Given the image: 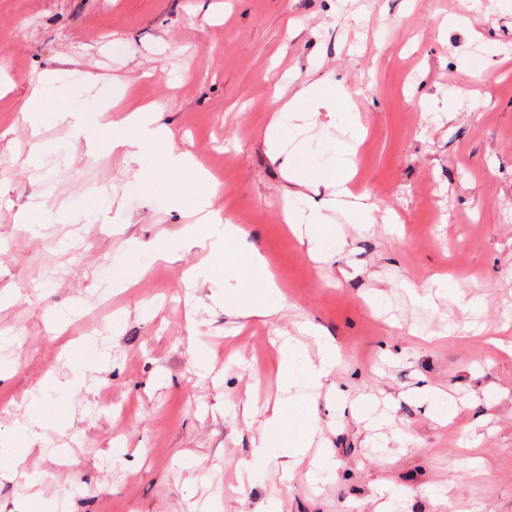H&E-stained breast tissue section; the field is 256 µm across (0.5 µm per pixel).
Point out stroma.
<instances>
[{"label":"stroma","mask_w":512,"mask_h":512,"mask_svg":"<svg viewBox=\"0 0 512 512\" xmlns=\"http://www.w3.org/2000/svg\"><path fill=\"white\" fill-rule=\"evenodd\" d=\"M56 72L75 103L86 75L123 106L154 101L176 150L218 184L210 208L248 232L275 276L271 321L236 318L242 279L213 276L162 193L105 147L18 117L32 81ZM350 93L364 134L354 190L381 220L339 221L328 261L312 259L282 210L318 203L344 114L308 120L297 181L268 130L281 76ZM472 100L423 119L420 95ZM128 227L112 221L115 211ZM177 251L176 262L154 250ZM144 267L136 279L131 264ZM112 286L103 288L102 270ZM0 512L27 496L70 512H512V9L499 0H0ZM333 338L327 380L277 381L278 343L307 358L304 321ZM105 357L68 395L65 345ZM60 390H43L47 372ZM459 406L429 412L425 390ZM45 416L43 445L18 434L23 402ZM286 401L324 427L283 471L277 434L259 447L245 401ZM335 477L314 474L318 462ZM40 478L28 486L27 475Z\"/></svg>","instance_id":"obj_1"}]
</instances>
